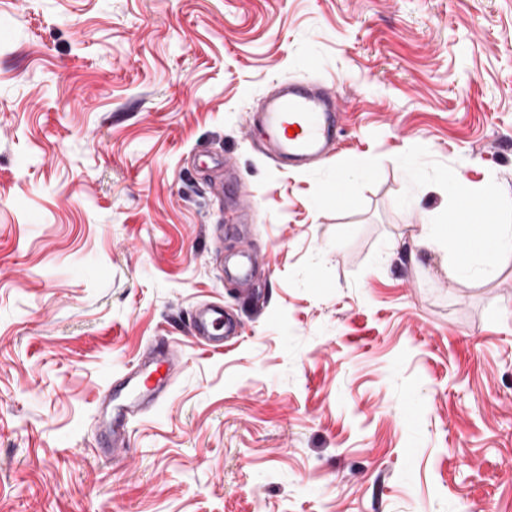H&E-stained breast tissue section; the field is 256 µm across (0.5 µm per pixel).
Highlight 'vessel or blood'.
<instances>
[{
	"label": "vessel or blood",
	"instance_id": "1",
	"mask_svg": "<svg viewBox=\"0 0 512 512\" xmlns=\"http://www.w3.org/2000/svg\"><path fill=\"white\" fill-rule=\"evenodd\" d=\"M335 101L332 91L317 84L302 89L286 84L267 98L260 120L262 148L276 166L308 167L334 150L340 119ZM189 330L215 349L236 333L223 307L214 304L192 313ZM178 368L173 347L153 342L126 376L110 385L99 402L106 416V448H126L132 422L167 401Z\"/></svg>",
	"mask_w": 512,
	"mask_h": 512
}]
</instances>
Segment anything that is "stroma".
Listing matches in <instances>:
<instances>
[{
	"instance_id": "35a3bbf8",
	"label": "stroma",
	"mask_w": 512,
	"mask_h": 512,
	"mask_svg": "<svg viewBox=\"0 0 512 512\" xmlns=\"http://www.w3.org/2000/svg\"><path fill=\"white\" fill-rule=\"evenodd\" d=\"M312 78L340 153L277 171L247 118ZM451 172L512 200V0H0V512H512V260L407 253ZM224 328L225 336H216L212 331ZM191 335L200 343L214 349L224 348L229 336H237L236 327L224 319V307L214 304L205 305L189 318ZM163 366L165 374L154 377ZM178 368L173 347L153 342L125 377L111 382L100 399L99 411L106 416L103 444L112 449V455L127 447L134 420L167 401L171 379Z\"/></svg>"
}]
</instances>
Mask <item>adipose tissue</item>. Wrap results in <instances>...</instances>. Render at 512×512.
I'll return each mask as SVG.
<instances>
[{"label": "adipose tissue", "instance_id": "1", "mask_svg": "<svg viewBox=\"0 0 512 512\" xmlns=\"http://www.w3.org/2000/svg\"><path fill=\"white\" fill-rule=\"evenodd\" d=\"M454 195L442 222L423 225L413 237L410 257L420 252L443 253L444 271L451 277L486 279L495 273L499 263L512 256V224L503 219L504 208L489 186L464 182L448 173L439 179ZM471 200L487 207L494 216L491 224L474 228L461 206Z\"/></svg>", "mask_w": 512, "mask_h": 512}]
</instances>
